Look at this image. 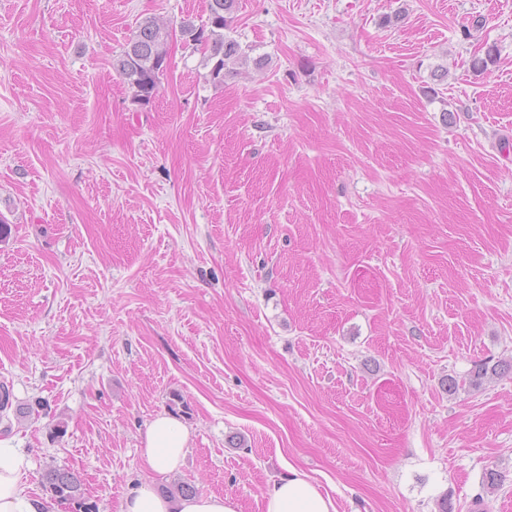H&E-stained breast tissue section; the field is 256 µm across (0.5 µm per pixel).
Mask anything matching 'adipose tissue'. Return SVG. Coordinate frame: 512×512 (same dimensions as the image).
I'll return each instance as SVG.
<instances>
[{"label":"adipose tissue","mask_w":512,"mask_h":512,"mask_svg":"<svg viewBox=\"0 0 512 512\" xmlns=\"http://www.w3.org/2000/svg\"><path fill=\"white\" fill-rule=\"evenodd\" d=\"M190 432L177 417L158 414L150 423L142 449L147 468L157 474L177 472L183 462ZM38 500L28 494L27 479L15 449L0 448V512H40ZM120 512H239L230 496L209 494L172 499L160 494L155 485L143 483L123 499ZM265 512H336L330 497L324 496L308 476L296 467L265 493Z\"/></svg>","instance_id":"ef3b65f1"}]
</instances>
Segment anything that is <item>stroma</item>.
<instances>
[{"instance_id": "1", "label": "stroma", "mask_w": 512, "mask_h": 512, "mask_svg": "<svg viewBox=\"0 0 512 512\" xmlns=\"http://www.w3.org/2000/svg\"><path fill=\"white\" fill-rule=\"evenodd\" d=\"M238 2L265 66L216 85L178 41L140 104L137 22L207 0H0V444L43 512L143 481L264 512L288 464L337 512H512V371L445 386L512 361V0ZM190 437L189 429L177 417L159 413L150 423L142 448L147 468L157 474L177 472ZM43 478L57 499L77 501L80 498V482L70 469L50 467L43 474Z\"/></svg>"}]
</instances>
